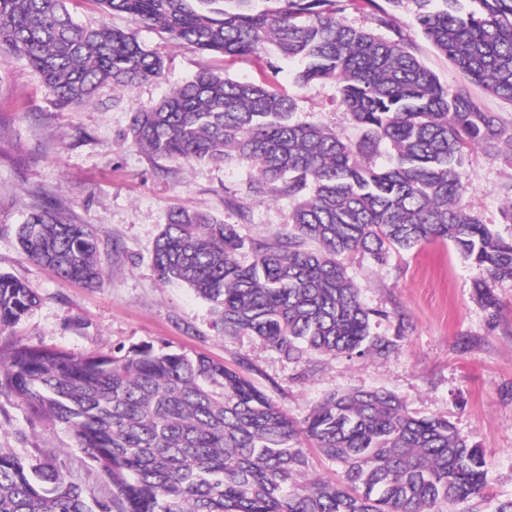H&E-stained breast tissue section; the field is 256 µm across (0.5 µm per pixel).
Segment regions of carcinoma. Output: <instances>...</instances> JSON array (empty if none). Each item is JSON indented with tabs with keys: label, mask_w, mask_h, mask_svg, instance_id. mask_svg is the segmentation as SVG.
<instances>
[{
	"label": "carcinoma",
	"mask_w": 512,
	"mask_h": 512,
	"mask_svg": "<svg viewBox=\"0 0 512 512\" xmlns=\"http://www.w3.org/2000/svg\"><path fill=\"white\" fill-rule=\"evenodd\" d=\"M67 0H0V46L24 57L69 106L112 82L164 77L163 59L136 34L86 29ZM226 58L275 50L302 69L296 83L333 80L339 105L362 131L352 146L292 120L278 66L241 82L207 69L162 101L137 107L125 140L160 157L236 160L256 169L248 193L294 203L274 241L204 211H173L156 240L161 280L213 306L224 334L265 341L288 361L389 356L394 340L371 330L344 258L450 243L490 279L512 278V200L495 230L464 203L469 155L500 150L502 119L470 86L512 105V0H96ZM368 10L376 26H351ZM405 9L464 82L453 89L408 49L396 27ZM392 151L377 166L362 157ZM21 251L59 277L102 284L98 233L44 205L15 230ZM315 242L316 249L306 244ZM253 254L243 266L238 251ZM477 294L500 316L488 283ZM22 280L0 272V334L38 306ZM0 395L34 419L64 426L75 450L107 479L106 495L74 480L50 448H0V512H474L486 498L478 448L448 419L409 410L384 389L333 393L295 420L242 372L169 347L76 356L44 344L0 345ZM341 469L312 473L309 449Z\"/></svg>",
	"instance_id": "1"
}]
</instances>
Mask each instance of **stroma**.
Masks as SVG:
<instances>
[{
	"mask_svg": "<svg viewBox=\"0 0 512 512\" xmlns=\"http://www.w3.org/2000/svg\"><path fill=\"white\" fill-rule=\"evenodd\" d=\"M398 28L440 84L461 77L425 39L407 12ZM139 39L164 61L159 81L122 88L102 84L88 101L56 105L38 74L14 53L0 50V272L23 280L40 297L14 329V339L77 355L168 343L240 370L290 416L303 419L324 396L383 388L409 409L447 418L480 449L487 497L478 512H495L512 499V279L492 282L502 306L497 323L478 299L484 267L464 260L452 245H425L390 253L385 261L354 252L344 263L373 310L372 330L395 339L388 357L288 362L259 338L225 335L208 303L188 288L161 281L153 266L155 240L171 211L201 210L227 224H242L252 238L273 240L288 228L289 200L254 198L244 190L246 165L184 161L149 155L124 140L131 112L211 69L238 81H255L266 68L254 58L223 60L202 54L145 27ZM296 64H283L278 82L295 98L297 121L335 131L355 144L361 131L336 103L334 81L294 84ZM237 195L242 211L224 204ZM512 194V160L474 150L465 199L484 223L501 230L502 208ZM55 204L68 221L100 228L102 287L89 289L58 278L19 249L15 228L33 207ZM8 417L0 448L19 454L34 446L70 456L75 480L108 492L106 478L72 450L67 430L31 419L24 405L0 396Z\"/></svg>",
	"mask_w": 512,
	"mask_h": 512,
	"instance_id": "1",
	"label": "stroma"
}]
</instances>
